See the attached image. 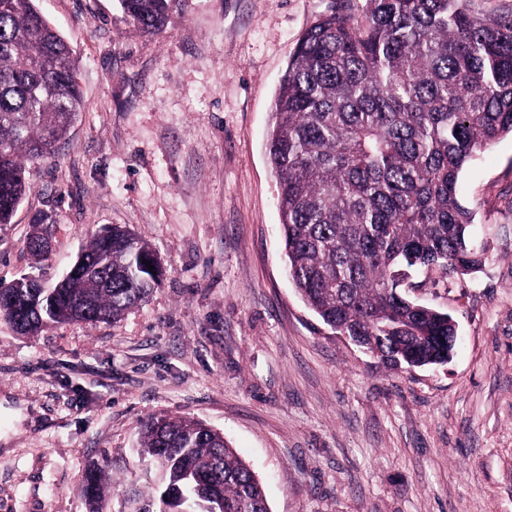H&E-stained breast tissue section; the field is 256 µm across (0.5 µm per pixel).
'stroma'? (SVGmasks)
I'll return each mask as SVG.
<instances>
[{
	"mask_svg": "<svg viewBox=\"0 0 512 512\" xmlns=\"http://www.w3.org/2000/svg\"><path fill=\"white\" fill-rule=\"evenodd\" d=\"M76 59L85 108L0 224V282L50 279L128 226L164 269L117 323L18 334L0 318V512H87L88 464L112 461L104 512H164L140 424L223 433L270 512H512V137L461 175L477 273H412L405 293L457 325L447 364L394 371L309 310L287 274L265 137L279 80L320 15L366 0H180L147 37L116 0H35ZM48 226L49 224L41 221L37 222V224H32L33 231L25 243L27 252L35 261L36 266L39 265V267H41L40 265L44 266L45 262L48 261L49 250L33 246L32 243L42 239H49L50 231Z\"/></svg>",
	"mask_w": 512,
	"mask_h": 512,
	"instance_id": "obj_1",
	"label": "stroma"
}]
</instances>
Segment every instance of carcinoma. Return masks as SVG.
Masks as SVG:
<instances>
[{"mask_svg":"<svg viewBox=\"0 0 512 512\" xmlns=\"http://www.w3.org/2000/svg\"><path fill=\"white\" fill-rule=\"evenodd\" d=\"M179 0H118L144 34L160 33ZM475 0H366L356 19L321 15L299 39L275 98L267 136L288 275L324 324L360 336L393 369L448 362V314L400 291L405 272L478 269L472 213L459 200L473 157L512 136V14ZM84 101L66 40L33 0H0V224L26 194V162L53 156ZM39 221L25 243L49 251ZM96 273L51 288L14 289L0 316L12 325L116 322L156 281L152 248L123 226L84 249ZM141 455L163 470L169 508L270 512L252 468L219 432L189 417L141 425ZM112 490L106 467L85 473L89 512Z\"/></svg>","mask_w":512,"mask_h":512,"instance_id":"carcinoma-1","label":"carcinoma"}]
</instances>
